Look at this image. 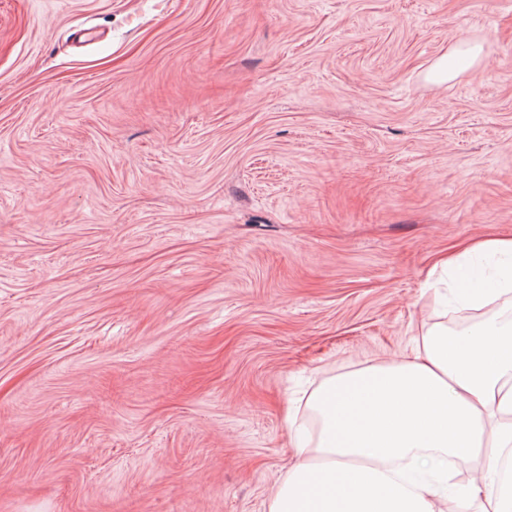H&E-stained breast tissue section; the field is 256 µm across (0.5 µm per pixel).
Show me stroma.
Returning a JSON list of instances; mask_svg holds the SVG:
<instances>
[{
  "label": "stroma",
  "mask_w": 512,
  "mask_h": 512,
  "mask_svg": "<svg viewBox=\"0 0 512 512\" xmlns=\"http://www.w3.org/2000/svg\"><path fill=\"white\" fill-rule=\"evenodd\" d=\"M491 235L512 0H0V512H269Z\"/></svg>",
  "instance_id": "obj_1"
}]
</instances>
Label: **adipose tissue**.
<instances>
[{
  "instance_id": "ef3b65f1",
  "label": "adipose tissue",
  "mask_w": 512,
  "mask_h": 512,
  "mask_svg": "<svg viewBox=\"0 0 512 512\" xmlns=\"http://www.w3.org/2000/svg\"><path fill=\"white\" fill-rule=\"evenodd\" d=\"M498 259L497 287L463 280L459 305L487 307L512 291V239L489 238L450 258ZM316 434L271 496L270 512H512V320L426 329L410 351L326 381L312 396ZM476 467L454 482L449 464Z\"/></svg>"
}]
</instances>
